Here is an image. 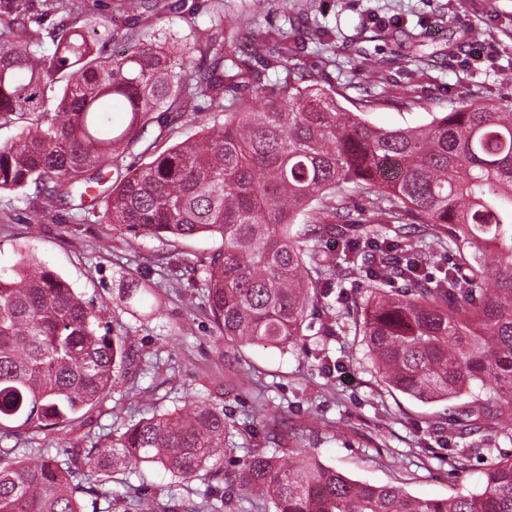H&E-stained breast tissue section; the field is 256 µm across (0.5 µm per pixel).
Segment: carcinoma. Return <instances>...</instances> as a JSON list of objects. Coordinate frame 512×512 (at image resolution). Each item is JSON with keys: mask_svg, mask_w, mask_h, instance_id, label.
I'll return each instance as SVG.
<instances>
[{"mask_svg": "<svg viewBox=\"0 0 512 512\" xmlns=\"http://www.w3.org/2000/svg\"><path fill=\"white\" fill-rule=\"evenodd\" d=\"M128 15L179 13L176 0H118ZM58 21L29 29L37 14ZM210 30H224L213 0ZM243 56L189 32L149 29L123 52L108 17L87 0H0V192L33 212L100 205L114 231L163 240L219 237L204 269L210 317L224 339L285 349L310 314L332 316L335 286L363 271L369 295L356 324L390 388L423 403L453 401L491 375L496 396L455 411L473 434L512 423V103L463 100L418 127L383 128L347 112L313 75L288 30L267 44L239 28ZM268 57L280 95L265 94ZM158 127L149 142L145 133ZM184 138L163 152L156 142ZM150 161L107 176L112 155ZM359 224L380 230L354 233ZM408 224L394 239L382 230ZM344 237L345 254L324 249ZM146 318L165 305L155 287L126 288ZM137 354L60 274L20 253L0 273V512H83L107 496L117 465L159 464L191 479L224 456V411L209 396L187 411L143 417L107 445L61 461L17 454L31 430H76ZM90 472L73 483V468ZM265 496L275 512H512V453L485 471L481 491L441 500L353 480L296 453L255 451L221 477Z\"/></svg>", "mask_w": 512, "mask_h": 512, "instance_id": "cac0c4a2", "label": "carcinoma"}]
</instances>
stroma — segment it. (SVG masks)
<instances>
[{
    "instance_id": "obj_1",
    "label": "stroma",
    "mask_w": 512,
    "mask_h": 512,
    "mask_svg": "<svg viewBox=\"0 0 512 512\" xmlns=\"http://www.w3.org/2000/svg\"><path fill=\"white\" fill-rule=\"evenodd\" d=\"M312 20L328 33L335 63L315 43H306L307 71L320 74L339 104L364 113L384 128L428 122L431 113L451 111L463 99H512V0H315ZM211 0H186L175 18H146L163 35L206 29ZM256 35L287 28L281 0H224V33L245 19ZM412 30L419 41L411 59L368 75L362 62L392 48L383 32L388 23ZM472 27L483 35L466 43ZM375 92L400 87L416 105L381 103L363 110L365 79ZM220 238L198 236L159 240L113 233L91 212L53 209L41 222L30 219L27 203L0 193V269L10 270L19 252L33 255L72 283L100 310L115 333L127 335L137 353L108 396L81 420L77 432H34L23 453L44 451L65 459L69 448L91 447L122 434L144 417L184 407L202 392L224 411V471H236L258 448L280 455L306 450L349 478L376 485L396 484L412 496L445 499L481 490L483 473L512 450V440L491 430L452 435L448 403L425 404L389 388L367 356L353 312L368 292L365 274L343 285L331 330L312 316L295 345L228 342L215 331L203 296V269ZM138 280L154 283L166 306L161 317L143 318L127 310L122 292ZM466 451L464 464L448 451ZM211 470L182 480L157 465L121 470L112 483L113 500H84V512H129L137 500L175 502L193 512H211L206 490Z\"/></svg>"
}]
</instances>
